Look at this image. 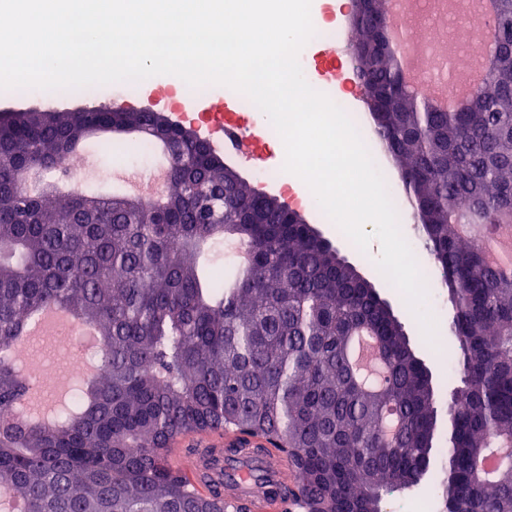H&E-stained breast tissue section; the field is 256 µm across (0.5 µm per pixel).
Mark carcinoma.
I'll return each mask as SVG.
<instances>
[{
  "instance_id": "carcinoma-1",
  "label": "carcinoma",
  "mask_w": 512,
  "mask_h": 512,
  "mask_svg": "<svg viewBox=\"0 0 512 512\" xmlns=\"http://www.w3.org/2000/svg\"><path fill=\"white\" fill-rule=\"evenodd\" d=\"M356 74L372 131L417 213L422 248L454 290L461 394L447 457L431 370L376 288L312 225L209 157L153 113L28 111L0 129V495L24 512H224V480L202 494L167 462L174 435L232 427L288 452L303 512H378L381 497L436 479L443 512H512V266L489 262L462 224H512V0H494L501 44L465 101L409 88L384 27L385 0L355 4ZM139 133L193 158L159 200L26 186L63 172L92 135ZM230 238L249 260L215 279ZM47 306L97 330V373L73 407L23 426L31 383L23 333ZM377 336L384 382L348 362ZM496 452L490 476L480 463Z\"/></svg>"
}]
</instances>
